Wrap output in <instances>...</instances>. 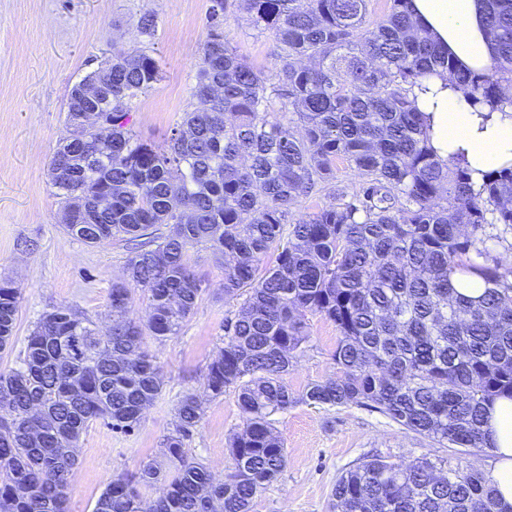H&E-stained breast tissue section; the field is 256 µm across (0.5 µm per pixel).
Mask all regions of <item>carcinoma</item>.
I'll use <instances>...</instances> for the list:
<instances>
[{"mask_svg":"<svg viewBox=\"0 0 512 512\" xmlns=\"http://www.w3.org/2000/svg\"><path fill=\"white\" fill-rule=\"evenodd\" d=\"M251 27L269 32L278 64L244 61L214 21L193 96L163 145L130 124L131 105L159 80L158 61L135 48L85 76L104 85L93 103L107 137L79 127L53 153L50 179L66 224L88 245L132 244L124 279L112 283L105 326L67 307L43 312L16 366L0 371V512H67L81 436L94 422L133 432L163 389L146 340L176 336L202 283L185 248L205 243L227 259L224 295L244 296L225 320L203 393L234 389L242 427L229 439L224 481L186 441L205 415L194 391L173 429L132 480L113 478L92 512H250L288 464L273 416L298 401L376 411L404 430L468 452L488 447L487 404L512 399V267L489 264L497 226L512 231V163L450 167L430 143L414 87L446 69L473 107H512V0H489L484 33L496 64L459 68L408 11L390 0L366 23L368 0H239ZM140 38L156 35L152 14ZM342 161L360 178L350 199L299 219L292 209ZM112 197V209L96 200ZM269 254L275 264L260 269ZM477 278L484 293L458 291ZM146 296L141 324L124 318L129 284ZM20 295L0 280V351L14 344ZM339 333L336 376L298 396L285 381L309 343L308 316ZM160 485L142 507L139 486ZM332 512H503L492 476L448 460L358 463L333 486Z\"/></svg>","mask_w":512,"mask_h":512,"instance_id":"carcinoma-1","label":"carcinoma"}]
</instances>
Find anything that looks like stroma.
I'll list each match as a JSON object with an SVG mask.
<instances>
[{
    "label": "stroma",
    "instance_id": "stroma-1",
    "mask_svg": "<svg viewBox=\"0 0 512 512\" xmlns=\"http://www.w3.org/2000/svg\"><path fill=\"white\" fill-rule=\"evenodd\" d=\"M210 5V0H0V278H11L20 288L17 338H25L44 311L61 306L107 324L112 283L122 278L130 256L125 242L93 247L60 227L62 204L49 181L48 161L69 134L71 88L112 52L137 47L138 19L152 13L157 35L149 51L162 79L133 103L131 115L143 139L163 143L183 112L199 106L192 88L208 39ZM224 31L241 58L272 70L277 43L271 34L251 29L238 0H227ZM187 259L204 288L196 310L178 335L146 344L161 367L163 391L134 434L115 433L98 422L88 428L69 485L70 512H92L113 477L137 475L144 463L157 459L179 398L201 386L209 357L224 337L229 310L224 261L200 244L188 246ZM308 332L309 347L286 377L298 395L309 383L336 374L335 325L313 315ZM241 424L230 390L207 402L187 442L216 477L232 467L227 442ZM275 430L288 450V465L255 499L251 512H328L337 478L365 459L444 457L492 470L489 449L460 455L363 408L327 410L300 402L276 415Z\"/></svg>",
    "mask_w": 512,
    "mask_h": 512
}]
</instances>
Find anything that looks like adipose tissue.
<instances>
[{
    "instance_id": "ef3b65f1",
    "label": "adipose tissue",
    "mask_w": 512,
    "mask_h": 512,
    "mask_svg": "<svg viewBox=\"0 0 512 512\" xmlns=\"http://www.w3.org/2000/svg\"><path fill=\"white\" fill-rule=\"evenodd\" d=\"M409 8L439 49L453 54L464 67L481 71L493 65L495 51L483 32L485 0H410ZM412 96L430 117V139L443 160L459 153L471 168L490 171L512 157V109L481 116L444 74L428 81L426 88H414ZM488 429L492 476L504 512H512V399L494 401Z\"/></svg>"
}]
</instances>
